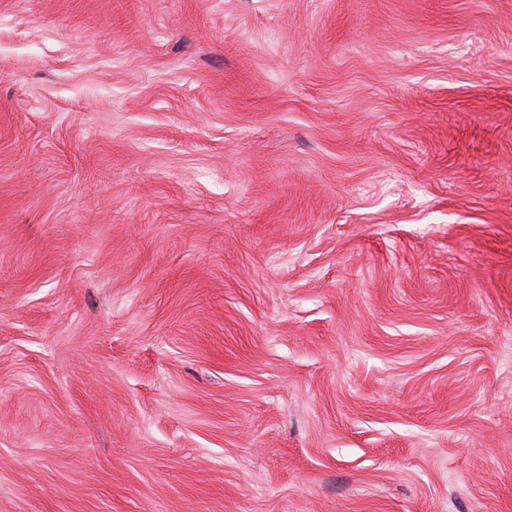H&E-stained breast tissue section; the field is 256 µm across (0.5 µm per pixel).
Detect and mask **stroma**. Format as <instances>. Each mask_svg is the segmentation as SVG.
<instances>
[{
    "label": "stroma",
    "mask_w": 512,
    "mask_h": 512,
    "mask_svg": "<svg viewBox=\"0 0 512 512\" xmlns=\"http://www.w3.org/2000/svg\"><path fill=\"white\" fill-rule=\"evenodd\" d=\"M0 512H512V0H0Z\"/></svg>",
    "instance_id": "1"
}]
</instances>
